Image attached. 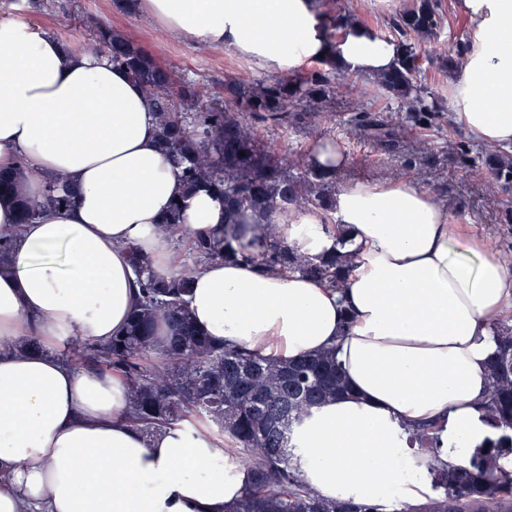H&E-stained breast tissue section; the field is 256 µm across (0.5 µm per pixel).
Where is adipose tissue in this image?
Listing matches in <instances>:
<instances>
[{"mask_svg": "<svg viewBox=\"0 0 512 512\" xmlns=\"http://www.w3.org/2000/svg\"><path fill=\"white\" fill-rule=\"evenodd\" d=\"M198 46L221 47L258 73L324 56L359 75L392 67L393 39L361 23L329 41L319 0H138ZM467 23L448 111L481 142L512 146V0H455ZM0 195L14 231L0 275V342L36 338L42 353H0V512H224L247 468L186 422L145 434L128 420L123 378L59 357L76 339L122 333L140 297L131 252L176 272L159 229L173 204L188 236L224 226L208 188L187 189L158 144L141 87L107 57L0 21ZM65 177L73 202L18 222V196ZM280 238L316 257L355 255L340 291L299 275L214 260L191 270L189 308L215 342L289 360L336 347L353 389L312 409L295 433L309 487L328 500L426 501L433 493L407 426L439 425L437 455L462 464L497 437L485 418L493 324L512 312V270L486 240L462 234L435 195L408 181L338 189L330 215H275Z\"/></svg>", "mask_w": 512, "mask_h": 512, "instance_id": "ef3b65f1", "label": "adipose tissue"}]
</instances>
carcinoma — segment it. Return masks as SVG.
<instances>
[{
	"instance_id": "1",
	"label": "carcinoma",
	"mask_w": 512,
	"mask_h": 512,
	"mask_svg": "<svg viewBox=\"0 0 512 512\" xmlns=\"http://www.w3.org/2000/svg\"><path fill=\"white\" fill-rule=\"evenodd\" d=\"M442 22L439 0H413L392 17L390 28L402 42L393 68L373 78L382 91L385 109L405 113L412 126L428 130L442 118L439 106L417 71L421 50L435 37ZM91 51L107 56L141 85L158 118L159 139L170 160L181 169L190 189L207 186L224 200L230 223L221 234L193 238L195 261L222 258L254 262L263 267L299 273L340 286L353 258L331 252L312 259L295 253L280 241L273 215L291 211L331 209L334 179L307 165L299 168L264 144L244 120L298 123L336 96L343 72L335 64L272 80H224V99L204 101L202 88L181 81L156 62L120 29L97 28ZM350 122L365 137L378 140L389 153L402 147L399 127L372 108L353 113ZM487 161L503 191L512 188V154L499 150ZM71 195L54 180L40 199L21 198L18 223L28 224L47 209L69 206ZM252 213L268 224L260 247L243 241L238 216ZM132 265L142 277V299L126 332L105 343L85 347L82 364L115 370L127 382L132 411L129 419L145 432L185 420L211 423L230 441L232 463L245 466L251 482L244 495L224 512H386L371 497L358 501L326 500L305 483L294 458L296 427L312 409L350 393L335 352L301 355L276 361L243 347L212 341L194 325L187 296L191 280L184 275L154 272L148 260L131 252ZM165 320L175 335L159 346L156 329ZM498 348L487 367L488 391L484 410L499 431L491 446L476 452L465 464L450 468L427 462L438 495L420 504H404L393 512H512V324L495 326ZM161 350L165 365L144 368V360ZM437 425L409 430L410 442L424 452L434 448Z\"/></svg>"
}]
</instances>
